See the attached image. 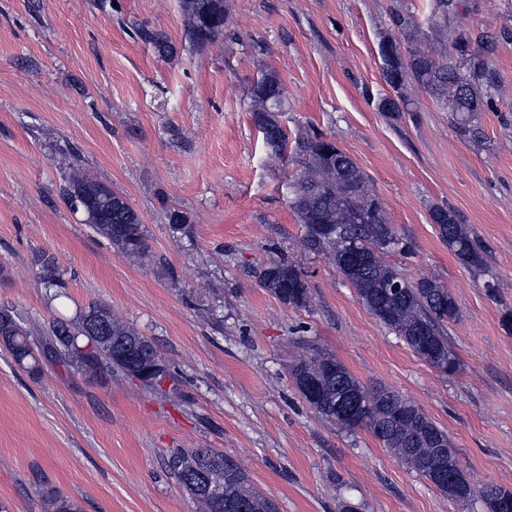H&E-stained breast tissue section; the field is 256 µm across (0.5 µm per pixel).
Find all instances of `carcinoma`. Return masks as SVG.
<instances>
[{"label": "carcinoma", "mask_w": 512, "mask_h": 512, "mask_svg": "<svg viewBox=\"0 0 512 512\" xmlns=\"http://www.w3.org/2000/svg\"><path fill=\"white\" fill-rule=\"evenodd\" d=\"M464 0H428L424 24L406 8L391 11L392 28L404 43L392 38L396 54L383 57L382 79L393 93L377 100V110L393 115L407 109L402 90L410 83L423 88L451 113L458 136L481 144V112L495 87L486 54L473 47L465 23ZM187 37L198 46L213 43L224 31V0H181ZM139 39L169 56L175 46L167 36L147 26L136 28ZM250 112L270 153L293 154L300 167L291 185L289 207L302 226L306 251L336 268L355 289L361 304L428 365L444 374L455 373L460 361L448 343L447 325L459 319V308L448 287L432 276L415 281L387 260L392 253H406L409 246L389 224L378 197L353 159L321 133L298 135L289 141L280 122L287 111L286 91L278 74L268 70L249 90ZM80 195L92 204L86 223L109 239L121 254L149 256V246L139 213L127 198L112 191L86 171H73L63 195ZM430 219L448 250L479 276L488 275L479 240L472 236L459 214L448 206H435ZM47 288L54 299L66 297L56 258L36 256ZM261 287L283 304L309 306L312 295L307 274L286 258L271 260L253 270ZM0 335L15 363L37 375L39 360L70 367L86 375L104 371L131 377L133 370L165 365L153 342L112 313L91 304L66 319H54L33 336L15 318L0 322ZM290 374L300 395L308 380L318 384V400L310 407L339 430L367 429L392 456L412 472L427 479L443 494L448 484L434 481L441 464L439 447L449 459H458L448 434L422 409L395 389L360 382L344 364L326 354L302 355ZM351 393L364 403L357 422L343 419L335 404ZM167 467L199 512H224L227 503H241L245 512H278L276 502L256 490L237 459L211 448L179 450ZM462 485L455 499L477 500L485 512H512V492L493 483L475 484L464 470L450 473ZM220 494L215 495L212 490ZM43 512H80L78 504L60 495L42 498Z\"/></svg>", "instance_id": "1"}]
</instances>
